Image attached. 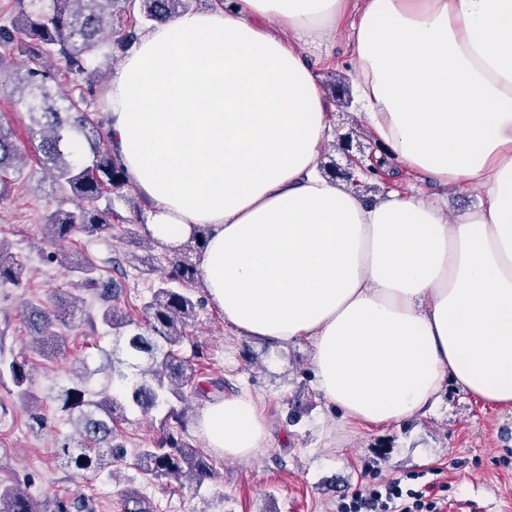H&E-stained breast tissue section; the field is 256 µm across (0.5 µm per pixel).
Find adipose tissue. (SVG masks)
<instances>
[{
  "mask_svg": "<svg viewBox=\"0 0 512 512\" xmlns=\"http://www.w3.org/2000/svg\"><path fill=\"white\" fill-rule=\"evenodd\" d=\"M342 26L376 144L476 207L370 202L321 172L332 128L303 51ZM102 103L148 236L177 249L209 225L210 304L240 335L312 341L343 417L403 421L447 381L512 406V0H224L142 31ZM197 428L234 458L267 434L244 396Z\"/></svg>",
  "mask_w": 512,
  "mask_h": 512,
  "instance_id": "adipose-tissue-1",
  "label": "adipose tissue"
}]
</instances>
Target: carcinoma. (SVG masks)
Returning a JSON list of instances; mask_svg holds the SVG:
<instances>
[{
    "instance_id": "obj_1",
    "label": "carcinoma",
    "mask_w": 512,
    "mask_h": 512,
    "mask_svg": "<svg viewBox=\"0 0 512 512\" xmlns=\"http://www.w3.org/2000/svg\"><path fill=\"white\" fill-rule=\"evenodd\" d=\"M125 2L119 11L114 5ZM188 0H15L17 17L0 24V85L9 96H18L32 118L29 128L40 168L50 175L60 198L74 208L57 207L44 219L47 238L62 246L76 233L112 234V199L109 194L129 182L118 156L101 149L99 128L103 120L92 110L95 77L92 55L112 39L115 17L135 10L161 23L185 10ZM23 53L22 64L12 66L14 52ZM57 61L75 85L65 94L54 92L57 83L51 61ZM85 137L92 162L78 166L71 160L73 133ZM24 160L10 125L0 121V194L8 188L6 175ZM61 267L76 274V287L99 304V318L112 330V381L96 392L84 387L93 374L81 361L83 372L72 386L56 396L74 418L76 436L59 441L56 458L79 474L96 475L127 464V451L115 443L116 426L132 409L158 416L160 436L137 450L133 466L153 478L188 476L201 484L213 475L210 457L183 438L184 416L191 393H204L195 378L192 358L182 347L189 340L187 328L201 301L189 286L199 279L188 255L168 261L164 275L151 286L150 297L139 308L117 305L123 284L103 277L91 262L60 249L51 255ZM24 262L4 254L0 246V282L21 285ZM59 311L34 308L29 320L42 339L56 338ZM9 376L18 396L27 403L37 426L42 417L32 410L28 391V361L14 358L0 362V379ZM85 498L52 496L34 498L20 486L0 489V512H83Z\"/></svg>"
}]
</instances>
